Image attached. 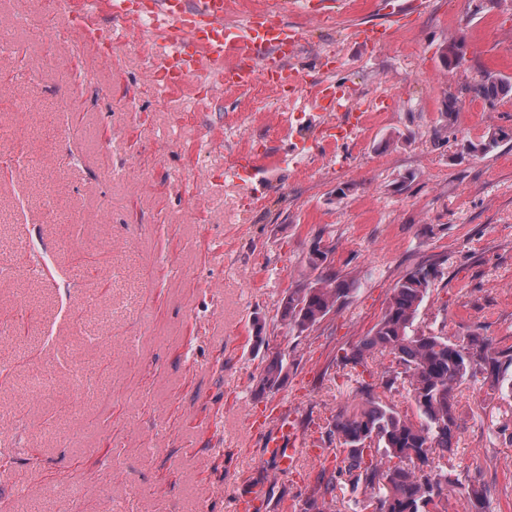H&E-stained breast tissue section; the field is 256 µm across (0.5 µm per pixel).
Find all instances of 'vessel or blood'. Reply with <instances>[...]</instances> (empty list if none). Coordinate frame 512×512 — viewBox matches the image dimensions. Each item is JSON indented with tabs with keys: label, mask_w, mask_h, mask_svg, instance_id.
I'll use <instances>...</instances> for the list:
<instances>
[{
	"label": "vessel or blood",
	"mask_w": 512,
	"mask_h": 512,
	"mask_svg": "<svg viewBox=\"0 0 512 512\" xmlns=\"http://www.w3.org/2000/svg\"><path fill=\"white\" fill-rule=\"evenodd\" d=\"M114 22H136V35L159 38L162 50L152 62V72L164 86L180 85L186 78L205 81L220 90L227 85L248 86L256 80L294 87L299 72L293 65L302 37L290 28L280 11L269 8L230 23L225 0H108ZM318 99L325 111L338 112L346 98L334 84L320 85ZM262 167L252 156L234 160L227 173L245 181ZM271 455L280 459L283 472L295 471L300 453L319 456L308 439L296 433L287 414L268 409L257 424ZM268 485L251 484L236 498V512H267Z\"/></svg>",
	"instance_id": "obj_1"
}]
</instances>
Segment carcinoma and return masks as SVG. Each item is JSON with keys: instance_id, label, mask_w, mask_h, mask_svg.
<instances>
[{"instance_id": "cac0c4a2", "label": "carcinoma", "mask_w": 512, "mask_h": 512, "mask_svg": "<svg viewBox=\"0 0 512 512\" xmlns=\"http://www.w3.org/2000/svg\"><path fill=\"white\" fill-rule=\"evenodd\" d=\"M462 58V43L445 47L446 67L458 66ZM470 91L492 105L512 93V83L488 73ZM508 139L497 128L466 149L488 152ZM433 274L432 266L420 264L400 279L380 320L341 359L343 366L355 369L373 351L387 353L391 359L381 373V384L390 392L405 391L415 414H401L375 396L372 385H361L355 410H340L328 420V434L339 441L343 457L333 469L322 468L300 512H327L344 475L351 491L363 495L354 500V512H363L367 501L376 502V512H448L450 487L465 495L468 512H487L491 489L484 473L477 469L461 479L445 470L436 454L450 448L457 429V386L478 376L493 383L505 380L512 368V346L495 347L477 333L453 340L433 324L419 326ZM356 284L352 276L331 269L322 272L312 285L288 289L280 305L281 320L301 332L312 329L349 301ZM283 370L284 358L273 356L258 391L278 388Z\"/></svg>"}]
</instances>
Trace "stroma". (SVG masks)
Returning <instances> with one entry per match:
<instances>
[{"label": "stroma", "mask_w": 512, "mask_h": 512, "mask_svg": "<svg viewBox=\"0 0 512 512\" xmlns=\"http://www.w3.org/2000/svg\"><path fill=\"white\" fill-rule=\"evenodd\" d=\"M289 9L303 36L293 93L261 85L208 93L196 79L155 85V41L99 7L111 55L71 16L81 0H0V456L14 492L0 512H235L243 484L270 486L269 512H297L324 459V427L353 408L339 360L380 319L417 265L438 275L420 313L448 336L512 345V141L458 155L512 128V96L470 88L512 79V0H318ZM385 34L376 48L355 33ZM465 42L446 68L442 49ZM367 111L326 114L323 81ZM457 111L448 114L449 99ZM350 127L329 143L317 127ZM263 158L248 193L225 169ZM358 275L349 302L312 330L278 309L318 241ZM285 356L282 384L260 372ZM52 380L42 396L28 379ZM283 407L324 450L293 475L250 428ZM444 463L482 470L490 512H512V386L467 380ZM470 91L474 98L482 99L492 105L512 93V84L492 73H487L470 88ZM284 370V358L280 354L273 356L266 365L258 382L259 393H265L278 388Z\"/></svg>", "instance_id": "35a3bbf8"}]
</instances>
